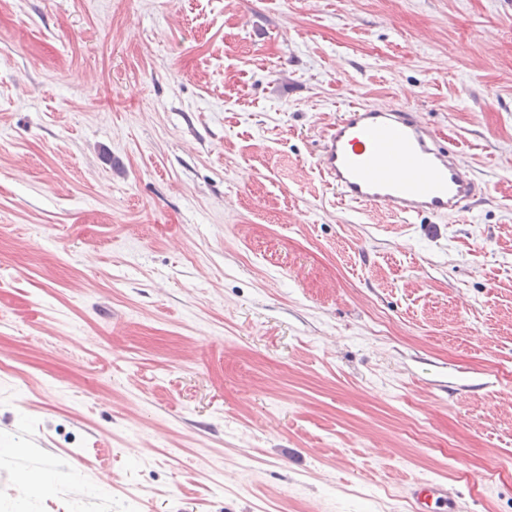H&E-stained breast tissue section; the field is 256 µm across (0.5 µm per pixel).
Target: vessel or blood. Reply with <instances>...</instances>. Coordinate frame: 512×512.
<instances>
[{
	"label": "vessel or blood",
	"instance_id": "vessel-or-blood-1",
	"mask_svg": "<svg viewBox=\"0 0 512 512\" xmlns=\"http://www.w3.org/2000/svg\"><path fill=\"white\" fill-rule=\"evenodd\" d=\"M318 166L342 199L407 220L456 214L480 191L418 113L382 106H348L321 139ZM411 498L414 512H427L429 502L445 503L448 491L435 481L418 482Z\"/></svg>",
	"mask_w": 512,
	"mask_h": 512
}]
</instances>
